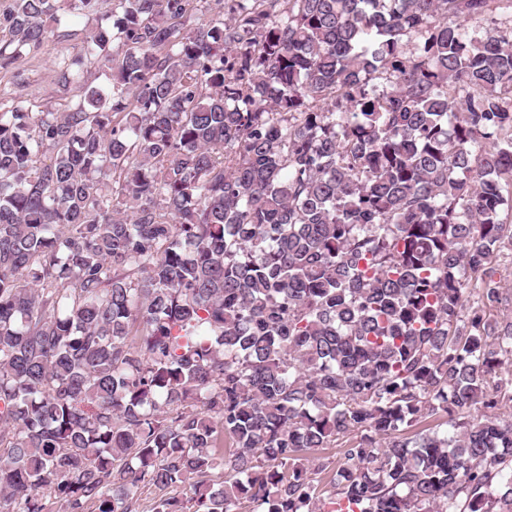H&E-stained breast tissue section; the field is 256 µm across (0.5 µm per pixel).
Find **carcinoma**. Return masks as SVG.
<instances>
[{"mask_svg":"<svg viewBox=\"0 0 512 512\" xmlns=\"http://www.w3.org/2000/svg\"><path fill=\"white\" fill-rule=\"evenodd\" d=\"M197 2L0 18V512H512V0ZM97 23V15L91 13L68 16L58 30L50 22L54 32L39 48L7 70L0 69V88L11 90V94L1 95L2 108L7 110L18 103L28 112H65L76 99L77 92L72 87L63 86L59 79V63L79 57L83 40Z\"/></svg>","mask_w":512,"mask_h":512,"instance_id":"cac0c4a2","label":"carcinoma"}]
</instances>
